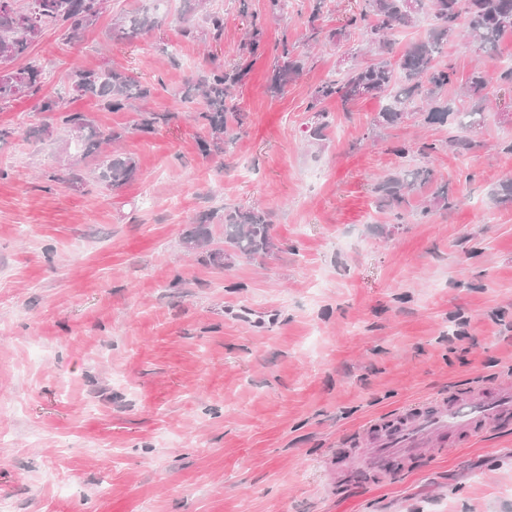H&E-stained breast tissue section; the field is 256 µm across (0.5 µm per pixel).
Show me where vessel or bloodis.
<instances>
[{
    "label": "vessel or blood",
    "mask_w": 512,
    "mask_h": 512,
    "mask_svg": "<svg viewBox=\"0 0 512 512\" xmlns=\"http://www.w3.org/2000/svg\"><path fill=\"white\" fill-rule=\"evenodd\" d=\"M512 425V385L478 386L419 406L403 407L396 416L370 420L343 464L329 472L343 480L360 468L376 472L410 467L417 456L431 457L446 445L476 439Z\"/></svg>",
    "instance_id": "1"
}]
</instances>
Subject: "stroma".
<instances>
[{
    "label": "stroma",
    "instance_id": "1",
    "mask_svg": "<svg viewBox=\"0 0 512 512\" xmlns=\"http://www.w3.org/2000/svg\"><path fill=\"white\" fill-rule=\"evenodd\" d=\"M143 3L109 0L71 45L45 29L15 62L44 66L47 96L75 66L155 85L139 111L177 118L149 133L134 128L139 111L68 104L122 131L135 180L103 194L39 99L0 111L15 130L0 143V498L15 512H512V429L384 483L326 470L374 416L477 376L512 383V203L490 198L512 177V89L498 90L474 152L445 149L453 128L415 116L375 128L372 97L328 102L331 133L309 142L311 89L343 75L362 37L345 27L356 0H327L317 24L345 36L271 97L276 42L305 48L310 10L293 0L235 91L245 133L206 158L200 105L179 92L205 54L235 57L241 4L261 13L265 0H207L224 14L216 42L183 36L184 0H166L158 28L112 40L115 15ZM447 56L454 99L475 67L512 59V33L493 54L460 41ZM423 142L441 144L430 166L458 205L391 223L373 180L399 165L396 146ZM68 170L81 184L57 183ZM257 205L270 256L217 269L186 254L187 225L218 234L225 207Z\"/></svg>",
    "mask_w": 512,
    "mask_h": 512
}]
</instances>
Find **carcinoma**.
I'll return each instance as SVG.
<instances>
[{"mask_svg": "<svg viewBox=\"0 0 512 512\" xmlns=\"http://www.w3.org/2000/svg\"><path fill=\"white\" fill-rule=\"evenodd\" d=\"M107 0H0V111L22 97L41 93L45 83L42 66L31 63L19 69L11 64L25 56L41 37L44 28L54 26L68 43L81 40L94 26ZM359 8L346 20V27L363 36L371 61L359 62L351 57L343 76L316 85L307 103L313 113L308 128L310 141L319 143L329 137L332 127L327 102L338 99L343 104L366 97L386 100L374 119V125L396 126L412 115L416 102L423 104L422 120L428 125L454 122L465 132H476L485 123L486 102L494 86L512 88V66L490 76L480 67L474 68L463 84V97L469 106L460 109L448 100L447 87L453 82L454 70L442 63L448 44L466 33L480 51L494 52L500 38L512 33V0H359ZM187 13L178 23L184 36L197 35L198 25L190 23V14H201V26L217 40L224 31V15L202 11L203 0H186ZM150 8L121 14L112 24V39L131 41L159 23L149 16ZM431 14L433 24L423 40L398 53L395 33L413 26L422 14ZM246 37L240 43L237 59L222 66L203 70L184 87L182 99H202V109L194 120L207 130L199 141L205 155L228 154L244 132L246 116L232 95L249 72L251 61L266 41V20L255 12L242 11ZM277 56L268 78L267 92L285 94L306 66L305 55L284 37L275 44ZM68 90L76 96H88L109 112H118L144 101L152 95L153 86L144 85L123 71H98L75 67L66 74ZM41 110L59 113L60 126L72 137L81 155L97 158L105 145L117 142L123 134L103 130L83 112L68 109L66 93L45 96ZM176 118L174 112H142L137 123L141 131H151L159 124ZM439 151V145L424 142L417 153L425 159L419 167L398 168L372 185L379 208L392 216L395 224L405 223L406 216L417 212L427 217L432 205L442 210L456 206L448 195V187L438 186L430 194L429 203L420 201L425 188L433 181L428 161ZM135 162L126 156H107L100 181L108 190H117L134 179ZM224 244L212 243L206 224H191L183 232L182 245L199 253L202 261L216 268L230 266L234 257L254 259L273 252L276 244L271 234L269 212L259 207H237L224 210Z\"/></svg>", "mask_w": 512, "mask_h": 512, "instance_id": "obj_1", "label": "carcinoma"}]
</instances>
